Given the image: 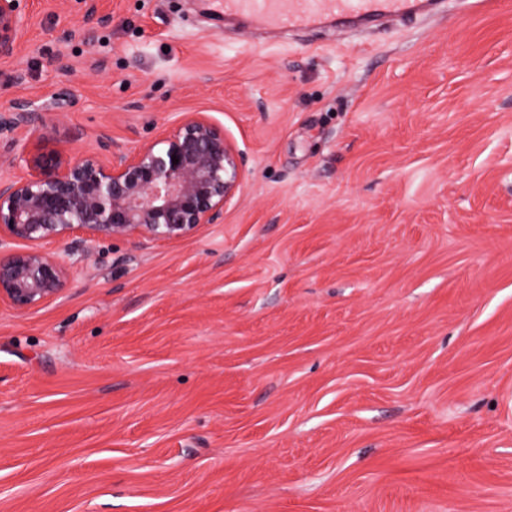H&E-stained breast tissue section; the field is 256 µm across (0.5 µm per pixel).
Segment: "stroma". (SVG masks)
I'll list each match as a JSON object with an SVG mask.
<instances>
[{
    "mask_svg": "<svg viewBox=\"0 0 512 512\" xmlns=\"http://www.w3.org/2000/svg\"><path fill=\"white\" fill-rule=\"evenodd\" d=\"M21 23L0 115L30 100L44 151L202 112L242 165L223 223L71 243L57 300L0 304V512H512V0L372 34L219 0Z\"/></svg>",
    "mask_w": 512,
    "mask_h": 512,
    "instance_id": "1",
    "label": "stroma"
}]
</instances>
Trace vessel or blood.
<instances>
[{"label": "vessel or blood", "mask_w": 512, "mask_h": 512, "mask_svg": "<svg viewBox=\"0 0 512 512\" xmlns=\"http://www.w3.org/2000/svg\"><path fill=\"white\" fill-rule=\"evenodd\" d=\"M424 0H224V13L270 29H305L349 19L375 21L417 15Z\"/></svg>", "instance_id": "vessel-or-blood-1"}]
</instances>
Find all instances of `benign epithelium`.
<instances>
[{"instance_id": "1", "label": "benign epithelium", "mask_w": 512, "mask_h": 512, "mask_svg": "<svg viewBox=\"0 0 512 512\" xmlns=\"http://www.w3.org/2000/svg\"><path fill=\"white\" fill-rule=\"evenodd\" d=\"M23 40L19 0H0V59L14 56ZM29 107L15 101L0 130L30 126ZM22 153L25 173L0 178V249L21 245L0 252V303L18 311L58 299L67 284L70 252L45 245L72 237L171 240L221 224L241 170L224 130L202 112L188 113L173 131L132 151H113L101 135L96 151L77 159L26 143Z\"/></svg>"}]
</instances>
